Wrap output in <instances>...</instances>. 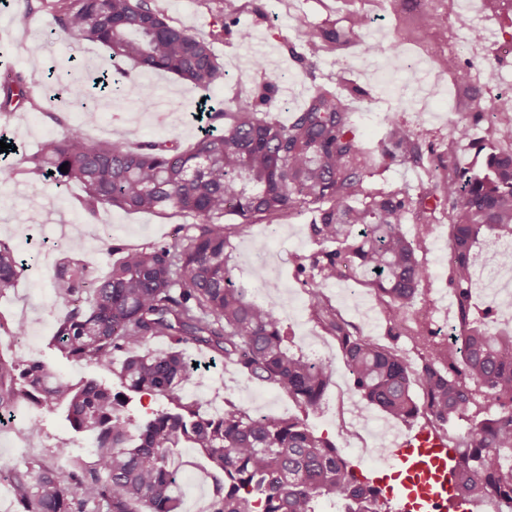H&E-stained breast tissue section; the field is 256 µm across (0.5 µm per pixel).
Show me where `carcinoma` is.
I'll list each match as a JSON object with an SVG mask.
<instances>
[{
	"mask_svg": "<svg viewBox=\"0 0 512 512\" xmlns=\"http://www.w3.org/2000/svg\"><path fill=\"white\" fill-rule=\"evenodd\" d=\"M50 35L92 42L112 56L109 90L150 111L152 94L136 92L134 71L160 70L208 90L224 80L210 44L167 21L154 0H55ZM336 32L308 33L300 62L312 71ZM281 76L264 75L250 100L232 101L209 120L224 131L206 133L189 149L166 141L123 143L87 140L71 126L26 157L29 173L59 185L78 183L86 212L119 207L193 214L182 226L183 244L112 247L120 253L108 272L75 250L58 267L54 291L66 307L53 345L73 362L106 368L127 391L162 395L168 407L135 420L112 386L94 378L77 384L43 361L0 356V409L21 399L43 413L63 409L74 430L94 436L92 459L65 455L61 468L31 459L11 472L19 512H180L181 486L172 467L177 448H197L211 466L212 512H316L330 496L343 512H388L387 500L364 483L336 445L304 421L255 416L227 404L224 415L202 417L179 391L192 380L189 347L207 350L238 366L248 378L288 395L305 409L318 407L331 365L291 350L275 303L252 298V288L233 281L226 249L227 214L245 230L256 217L275 218L314 206L310 237L320 249L299 257L300 272L318 285L339 281L351 269L369 280L384 304L392 340L429 278L424 236L405 228L412 204L416 219L433 223L448 211L453 253L450 285L463 328L448 356L432 350L414 370L395 347L362 336L332 305L317 299L313 315L336 339L355 389L390 421H413L448 438L458 465L457 497L465 503L512 508V468L500 465L512 449V330L491 331L474 318L469 259L474 242L512 230V151L486 150L457 125L456 144L486 152L480 166L448 161V172L431 182L418 201L407 188L385 191L367 185L371 151L357 138L345 98L319 87L291 123L269 118L265 107ZM27 99L23 76L0 86V109ZM382 161L423 164L420 134L398 114L387 117ZM68 172H60L61 165ZM24 271L15 248L0 240V295ZM167 344L164 350L149 347ZM422 397L414 396V386ZM496 414L479 418L478 395ZM461 428L448 436V425Z\"/></svg>",
	"mask_w": 512,
	"mask_h": 512,
	"instance_id": "cac0c4a2",
	"label": "carcinoma"
}]
</instances>
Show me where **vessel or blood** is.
Segmentation results:
<instances>
[{"mask_svg":"<svg viewBox=\"0 0 512 512\" xmlns=\"http://www.w3.org/2000/svg\"><path fill=\"white\" fill-rule=\"evenodd\" d=\"M387 460L404 472L401 493L414 512H462L455 497L457 456L444 437L427 428L396 437Z\"/></svg>","mask_w":512,"mask_h":512,"instance_id":"1","label":"vessel or blood"}]
</instances>
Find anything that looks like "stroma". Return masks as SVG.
<instances>
[{
  "instance_id": "35a3bbf8",
  "label": "stroma",
  "mask_w": 512,
  "mask_h": 512,
  "mask_svg": "<svg viewBox=\"0 0 512 512\" xmlns=\"http://www.w3.org/2000/svg\"><path fill=\"white\" fill-rule=\"evenodd\" d=\"M46 3L0 0V75L22 74L30 89L29 102L0 120V138L16 148L15 153L0 160V239L14 245L25 262L16 287L0 296V315L24 322L34 338V359L74 381L94 378L109 383L113 376L96 366L67 361L49 345L64 314L52 282L73 242L81 243L83 252L94 258L98 271L103 273L114 259L112 246L174 243L179 239V226L194 223L195 218L187 213L162 215L116 207L91 216L83 208L80 185L61 189L51 183H35L28 171L27 156L46 139L60 136L66 127L82 128L94 142L174 140L187 148L200 136L192 112L202 96H209L215 105L243 98L257 92L263 73L275 72L282 81L272 101L271 116L283 124L292 121L317 86L341 91L354 85L358 91L348 96L347 103L355 131L368 146H376L385 137L386 116L395 112L421 133L425 147L443 161L454 145L455 125L460 121L470 123L474 139L501 150L506 147L474 115L494 108L504 81H512V53L487 60L502 76L501 84L479 88L468 80L473 59L464 48H448V20L460 10L452 0H224L225 17L237 19L240 26L252 31L247 43L236 31H221L215 13L201 0H156L172 24L210 43L226 78L205 93L167 72L135 73V82L150 88L155 99L153 110L146 113L108 94L98 96L91 113L73 103L67 84L57 79L58 72L69 71L71 83L87 88L93 73L111 69L112 59L103 47L50 38L46 32ZM360 14L372 18L369 29L353 28L352 20ZM429 17L434 19V26L426 25ZM312 30H332L338 38L326 43L310 72L295 55L303 51L304 37ZM368 42L381 44L382 53L366 54L364 45ZM34 54L42 57L43 66L33 72L28 59ZM452 54L462 72L458 79L450 78L445 66ZM430 179L426 169L406 164L377 169L368 183L388 188L406 185L417 196ZM46 194L58 197L55 208H42ZM312 218V209L306 206L274 220L254 219L242 232L236 229V216H224L223 223L232 247L229 265L235 280L249 283L260 301L275 298L296 347L331 363L332 377L320 406L302 413L288 395L248 380L236 366L220 358L195 351L190 354L196 364L194 376L180 395L206 415L223 413L228 400L258 416L305 415L319 436L336 444L353 466L367 473L374 464L349 447L348 436L338 426L336 399L342 393L349 397L351 411L360 416L358 429L368 447H386L389 423L378 408L364 404L338 344L310 316L316 284L297 272L295 257L316 248L307 229ZM448 237V215L436 210L424 254L430 279L410 308L406 322L407 328L423 330L437 339L442 338L445 325L457 322V298L449 284ZM261 239L275 253L268 268L263 265L262 255L253 249L254 242ZM325 293L362 335L381 344H396L413 366H420L422 348L406 336L391 340L384 307L372 289L350 277L335 282ZM34 419L40 420L41 429L31 433L27 426ZM23 429L28 432L29 454L33 457L47 456L63 442L79 449L88 439L87 433L71 427L63 412L42 415L32 405L22 404L12 425L0 428L1 469L9 471L19 466L16 445ZM177 457L182 466L181 512H210L212 481L202 457L193 448L179 449Z\"/></svg>"
}]
</instances>
